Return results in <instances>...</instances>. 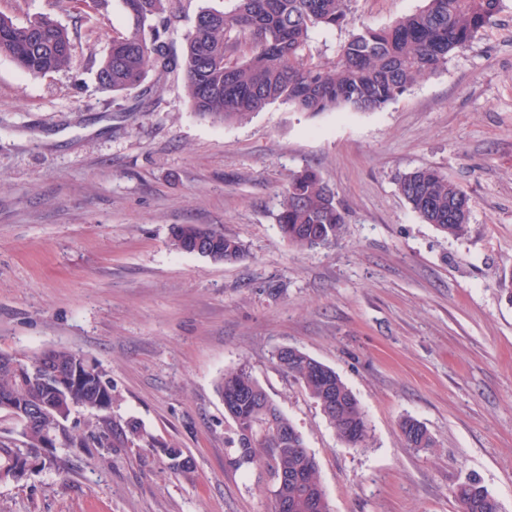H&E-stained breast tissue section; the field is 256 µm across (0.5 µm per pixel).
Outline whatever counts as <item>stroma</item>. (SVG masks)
<instances>
[{"label": "stroma", "instance_id": "35a3bbf8", "mask_svg": "<svg viewBox=\"0 0 512 512\" xmlns=\"http://www.w3.org/2000/svg\"><path fill=\"white\" fill-rule=\"evenodd\" d=\"M423 0H351L386 25ZM17 24L53 18L72 64L41 76L0 56V351L67 348L112 380L130 419L194 466L147 448L57 447L0 483V512H268L269 476L228 465L234 436L216 383L246 365L302 433L331 512H458L477 479L512 512V0L472 48L379 112L311 114L275 102L241 123L195 114L182 73L150 95L102 89L96 70L132 19L122 0L61 7L0 0ZM432 168L470 198L469 232L424 223L398 178ZM315 170L346 215L339 243L305 253L278 231L283 191ZM205 224L250 257L175 251ZM294 347L332 367L364 408L363 448L341 442L273 360ZM436 446L413 452L399 423ZM403 442L406 448L416 451L435 448V442L427 429L417 420L404 419L400 424Z\"/></svg>", "mask_w": 512, "mask_h": 512}]
</instances>
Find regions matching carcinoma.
Wrapping results in <instances>:
<instances>
[{"label": "carcinoma", "mask_w": 512, "mask_h": 512, "mask_svg": "<svg viewBox=\"0 0 512 512\" xmlns=\"http://www.w3.org/2000/svg\"><path fill=\"white\" fill-rule=\"evenodd\" d=\"M351 0H236L229 12L202 9L200 23L184 38L183 52H171L167 41L181 21V0H123L133 27L112 39L96 76L112 92L140 90L148 69L167 73L182 69L194 110L224 123L241 122L275 102L300 112H376L385 108L424 77L443 68L457 50L474 43L499 13L502 0H424L413 13L391 24H363L340 47L326 66L313 61L309 41L317 30H336L350 23ZM0 55L23 72L39 76L69 67L68 31L47 18L25 25L0 15ZM398 190L423 222L446 236L460 238L469 228L470 199L441 172L409 171ZM346 218L335 192L314 170L298 173L280 200L281 238L297 252L330 248L339 240ZM171 246L214 262L233 264L248 253L237 238L201 224L174 227ZM49 357L58 366L74 364L79 354L48 349L35 358ZM273 358L288 376L300 382L336 431L354 448L367 444L370 427L366 412L352 390L331 367L296 348L283 347ZM74 390L57 388L47 377L24 379L0 368V395L37 414L34 424L0 439V473L18 460L51 444L66 448H162L176 473L190 470L192 460L180 463L183 450L149 435L136 420L121 430L110 426L112 380L95 364L83 371ZM224 415L234 425V469L263 463L272 481L271 512L277 496L288 500V512H330L319 497L318 462L304 438L271 400L265 389L241 365L224 372L217 384ZM96 417L84 428L67 423L77 409ZM400 430L405 447L416 451L435 447L427 429L404 419ZM459 512H501L498 499L476 480L455 490Z\"/></svg>", "instance_id": "cac0c4a2"}]
</instances>
